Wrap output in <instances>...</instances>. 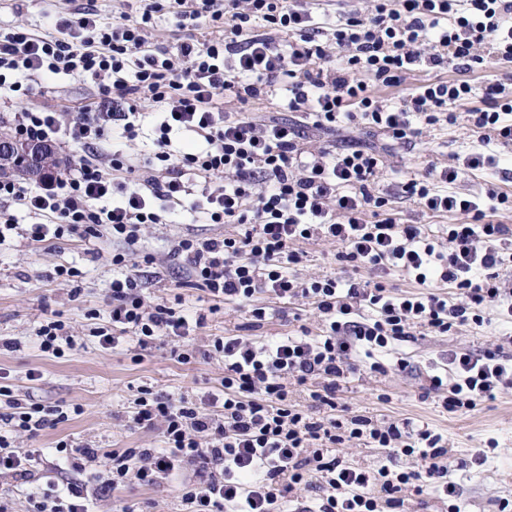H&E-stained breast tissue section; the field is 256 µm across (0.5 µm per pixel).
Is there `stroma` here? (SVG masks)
<instances>
[{"label":"stroma","instance_id":"stroma-1","mask_svg":"<svg viewBox=\"0 0 512 512\" xmlns=\"http://www.w3.org/2000/svg\"><path fill=\"white\" fill-rule=\"evenodd\" d=\"M94 4L100 21L110 22L130 12L129 0H0V28L25 26L40 35L52 34L46 16L59 11L71 12ZM37 106L100 105L101 98L93 80L74 74H58L51 79L31 82L26 101L0 97V123L8 124L12 114L23 104ZM313 146L343 147L351 142L380 151L387 158L379 187L396 195L395 209L403 222L419 225L426 236L446 241L451 217L435 216L413 201L398 198L402 182L425 174L431 167L458 165L469 150L465 119L451 126L437 127L423 136L416 146L404 150L394 145L383 132L359 127L336 131L307 128ZM491 152L503 159L494 170L473 171L459 177L454 191L485 197L494 188L512 194V144L492 143ZM19 222L17 233L0 242V338L16 342L13 350L0 348V375L4 376L17 397H33L45 406H62L69 411L67 421L44 428L34 439L18 438L20 451L37 459L34 475L41 484H59L73 480L95 487L98 474L104 473L100 462L60 463L51 449L59 442L78 448L85 444L109 451L124 448H156L161 436L156 431L133 427L131 412L137 390L149 386L165 395L201 397L220 387L224 379L221 359L199 358L180 364L170 356L172 341H159L142 349L130 344L105 349L92 337V328L109 321L112 288L111 239L87 244L66 236L46 242L32 241L27 231L37 223V216L10 206ZM236 224H153L143 231L142 243L151 252L161 271L159 280L144 291L149 301H181L187 311L207 314L202 328L190 338L191 344L204 348L222 336H245L263 340L294 336L301 329L319 333L321 322L304 300H267L265 321L253 323L246 306L227 303L216 313H209L208 295L187 276L186 263L171 249L174 240L190 234L200 237L233 236ZM302 259L296 267L300 278L338 276L343 268L336 255V242L314 238L301 243ZM61 267H75L81 272L76 283L58 278ZM79 286V298H71L72 286ZM60 316L73 328L76 343L56 358L41 353L36 345L40 324ZM483 326L472 324L439 334L424 327L413 330L410 341L401 344L398 355L407 361L405 370L384 373L370 371L368 362L347 373L339 383V402L349 410L371 417L375 422L410 420L415 426L440 433L448 440L454 465L448 475L457 487L456 503L461 512H498L501 500L512 501V389L479 401L471 410L451 412L444 408L439 394L429 389L430 378L441 372L452 349L479 355L493 350L512 360V325L503 322L495 309H487ZM39 373V380H29V372ZM484 454L483 464H472V457ZM178 481L152 487L137 484L112 491L95 501L96 512H182ZM438 491L423 494L407 491L404 512H448L452 503Z\"/></svg>","mask_w":512,"mask_h":512}]
</instances>
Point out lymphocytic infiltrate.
<instances>
[{"label": "lymphocytic infiltrate", "mask_w": 512, "mask_h": 512, "mask_svg": "<svg viewBox=\"0 0 512 512\" xmlns=\"http://www.w3.org/2000/svg\"><path fill=\"white\" fill-rule=\"evenodd\" d=\"M163 11L180 27L205 24L216 35L170 49L151 47L155 16ZM260 21L267 32L257 31ZM314 24L307 0H147L138 15L112 23L98 22L89 8L57 19L52 35L24 27L0 32V88L17 92L21 78L65 71L98 80L102 98L128 104L127 111L112 113L25 107L11 119L14 142L45 146L61 130L87 148L133 141L143 118L138 103L161 111L143 161L147 175L137 188L120 179L132 164L118 149L81 157L64 177L48 172L33 189L0 178V241L17 227L6 209L16 203L42 218L31 227L33 240L109 237L122 245L112 264L123 270L143 227L185 206L205 223L243 228L232 237L186 235L174 243L189 277L213 301L250 304L251 317L260 322L267 311L254 306L257 295L301 297L326 324L316 337L214 338L211 352L224 360V381L200 400L140 388L132 422L159 430L163 445L112 452L103 490L133 481L154 486L188 467L193 476L180 485L186 512H287L292 502L296 512H401L409 489L456 494L448 480L451 450L441 434L407 421L381 426L363 414L318 417L293 403L291 388L322 379L310 397L332 410L337 381L358 355L373 359L408 341L418 326L442 334L469 322L483 325L491 307L512 319V290L498 282L499 268L512 259V226L492 218L511 211L512 198L493 189L482 199L465 198L450 189L462 171L497 165L484 145L512 143V96L501 83L476 90L469 78L485 54L512 62V0H368L366 9L337 16L329 44L315 39ZM278 33L284 42L275 41ZM419 66L452 67L458 76L427 81L395 101L379 96V89L401 86ZM282 90L299 122L247 116V105L275 100ZM476 96L481 104L468 112L467 126L479 150L467 153L462 167L408 180L401 189L429 212L454 217L444 244L402 223L392 200L380 193L382 155L357 146L315 150L301 131L305 124L369 126L408 149L425 130L456 123V106ZM183 130L203 136L205 148L174 154L171 134ZM188 173L202 179L200 195L185 182ZM316 236L339 243L338 261L352 268L399 270L422 285H449L456 296L395 294L383 283L353 277L299 279L290 272L301 261L296 245ZM142 288L136 271L113 279L110 323L94 330L101 347L132 340L144 349L161 337L187 338L204 325V314L149 304ZM370 369L383 366L373 359ZM430 388L444 392L448 411L470 410L512 388V362L494 352L452 350L447 375L431 376ZM0 396L9 407L0 421L11 429L0 434V477L28 486L29 512H88L84 486L41 490L31 456L14 446L16 437H36L47 424L66 421L67 413L15 398L2 385ZM353 441L385 449L389 464H348L338 451ZM413 455L422 459L421 468L392 464ZM308 492L315 506L304 505Z\"/></svg>", "instance_id": "f902f5d3"}]
</instances>
